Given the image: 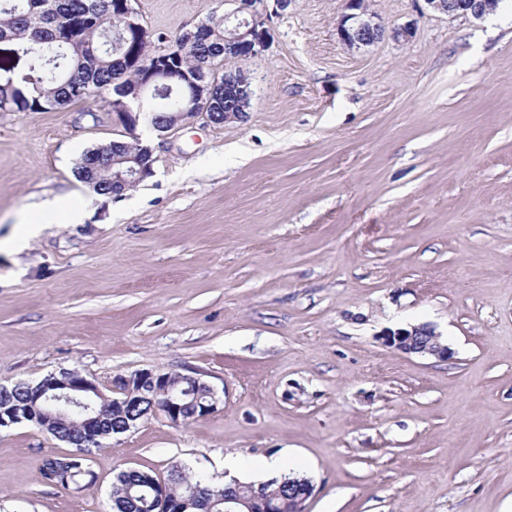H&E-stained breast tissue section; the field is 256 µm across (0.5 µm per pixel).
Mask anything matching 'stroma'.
<instances>
[{
	"mask_svg": "<svg viewBox=\"0 0 512 512\" xmlns=\"http://www.w3.org/2000/svg\"><path fill=\"white\" fill-rule=\"evenodd\" d=\"M366 2L386 32L351 49L346 0H290L241 63L239 120L131 130L106 94L0 112V239L57 197L86 215L0 253V385L195 371L219 398L93 449L69 489L40 465L70 445L1 428L0 512H111L122 469L184 463L220 485L225 456L285 450L314 488L305 512H512V0L491 19ZM133 6L167 44L237 8ZM134 136L152 175L92 195L83 153ZM423 323L450 359L383 345Z\"/></svg>",
	"mask_w": 512,
	"mask_h": 512,
	"instance_id": "obj_1",
	"label": "stroma"
}]
</instances>
